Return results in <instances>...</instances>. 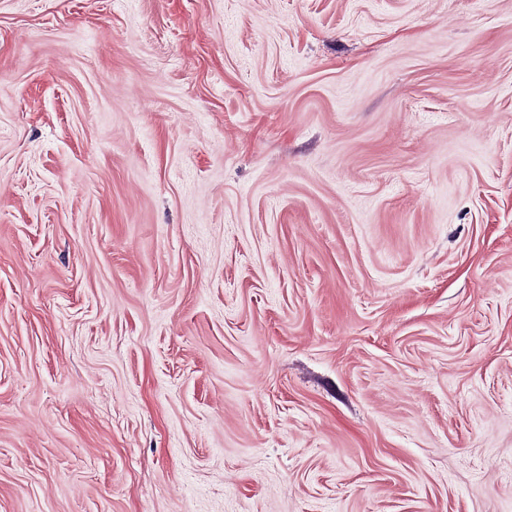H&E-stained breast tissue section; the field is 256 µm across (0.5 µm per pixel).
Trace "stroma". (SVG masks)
Instances as JSON below:
<instances>
[{"instance_id":"stroma-1","label":"stroma","mask_w":512,"mask_h":512,"mask_svg":"<svg viewBox=\"0 0 512 512\" xmlns=\"http://www.w3.org/2000/svg\"><path fill=\"white\" fill-rule=\"evenodd\" d=\"M0 512H512V0H0Z\"/></svg>"}]
</instances>
